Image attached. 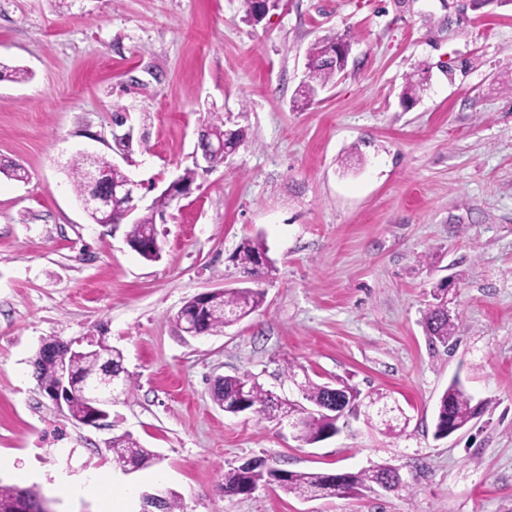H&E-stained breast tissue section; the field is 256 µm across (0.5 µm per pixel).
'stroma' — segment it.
Segmentation results:
<instances>
[{
    "label": "stroma",
    "instance_id": "1",
    "mask_svg": "<svg viewBox=\"0 0 512 512\" xmlns=\"http://www.w3.org/2000/svg\"><path fill=\"white\" fill-rule=\"evenodd\" d=\"M339 36L348 63L308 106L294 99L315 40ZM0 483L35 488L49 512H102L73 496L88 478L171 489L184 512H512V0H280L260 23L241 0H0ZM419 81L416 103L402 101ZM128 115L127 153L112 136ZM247 138L199 174L157 230L158 260L125 224L90 220L68 175L80 153L120 163L143 215L194 168L211 113ZM274 265L259 311L190 337L191 297L236 288L242 241ZM447 282L460 340L432 351L420 324ZM102 336L132 390L92 427L40 391L32 360L47 340ZM397 402L386 432L348 418L314 445L275 422L224 413L217 379L249 375L299 399L285 364ZM460 377L485 411L434 436L438 398ZM131 434L157 463L113 468L108 441ZM251 458L290 471L399 466L412 491L305 500L278 488L225 498L222 475Z\"/></svg>",
    "mask_w": 512,
    "mask_h": 512
}]
</instances>
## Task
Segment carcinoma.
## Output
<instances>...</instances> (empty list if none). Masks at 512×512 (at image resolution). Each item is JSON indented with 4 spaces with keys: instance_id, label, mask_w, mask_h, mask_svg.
<instances>
[{
    "instance_id": "cac0c4a2",
    "label": "carcinoma",
    "mask_w": 512,
    "mask_h": 512,
    "mask_svg": "<svg viewBox=\"0 0 512 512\" xmlns=\"http://www.w3.org/2000/svg\"><path fill=\"white\" fill-rule=\"evenodd\" d=\"M336 42V38H323L313 43L307 51L308 64L312 69L315 82L320 86L332 83L336 75L344 71L341 62L328 57V45ZM226 132L223 117L218 113L211 114L204 126V135L213 140L224 137ZM88 160L77 158L69 168L78 195H84L92 190L87 179ZM174 197L161 193L153 202L148 213L138 218V223L131 225L130 234L133 241L142 239L144 231L156 224L157 219L164 218L166 211L171 208ZM267 256L264 243L259 239L243 241L236 252L235 261L245 278L268 276L271 261L258 265L260 258ZM265 292L261 288H225L213 291L201 301L197 297L189 299L176 315V322L183 326L188 322L196 325L202 335H216L224 328L233 325L250 314L258 311L263 305ZM434 302L423 310L421 324L433 348H443L452 351L457 345L459 328L458 317L448 309V289L440 287L433 291ZM73 385L64 395V403L68 416L81 423L95 414V409L86 402L82 394L84 377L97 372L103 366V361L97 353L87 350H74L63 354ZM34 375L39 385L50 388L57 380V358L48 357L42 350H37L33 360ZM248 384V405L250 414L264 419L274 410H288L293 413H303V407L298 401L281 399L272 392L264 389L248 375L226 376L218 380L213 389L214 401L224 412L237 414L234 403L240 393L242 384ZM302 399L309 404L326 406L331 404L340 411H332L316 417H309L298 430L297 439L307 445L318 443L328 436L340 432L338 421L357 412V404L368 400L370 408L386 414L382 421L385 428L396 431L395 422L399 421L396 412L399 408L391 405L384 397L364 398L362 392L355 386L338 381L336 384L316 383L309 379L301 384ZM487 403H473V396L467 391L459 377H454L439 398L436 408L435 432L437 439L448 437V429L462 430L476 419ZM107 448L112 455V464L125 473L135 472L148 467L158 460V454L150 448H145L130 434H121L111 438ZM400 468L389 463L377 464L358 472L327 473L288 471L286 476H277V469L266 465L262 459H250L237 467L224 472V497L231 498L235 494L244 495L254 491L259 485H274L287 493L295 494L305 499L334 495L336 493L354 494L371 491L375 488L387 490L410 489L411 484L399 479ZM24 499L37 506V512H47L43 499L32 488H20L16 485L0 484V512H7L17 501ZM154 512H183L182 497L173 490H168L159 499Z\"/></svg>"
}]
</instances>
